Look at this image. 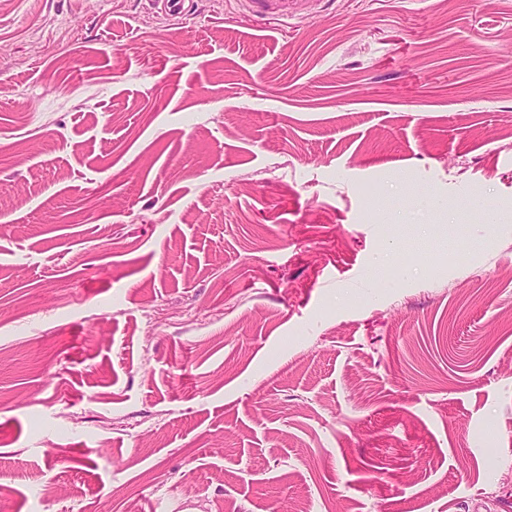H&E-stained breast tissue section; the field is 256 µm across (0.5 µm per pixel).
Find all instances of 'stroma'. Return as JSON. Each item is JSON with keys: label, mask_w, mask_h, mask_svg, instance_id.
I'll use <instances>...</instances> for the list:
<instances>
[{"label": "stroma", "mask_w": 512, "mask_h": 512, "mask_svg": "<svg viewBox=\"0 0 512 512\" xmlns=\"http://www.w3.org/2000/svg\"><path fill=\"white\" fill-rule=\"evenodd\" d=\"M301 506L512 512V0H0V512ZM246 2L255 16H274L283 19L300 15L306 5V0H246Z\"/></svg>", "instance_id": "1"}]
</instances>
